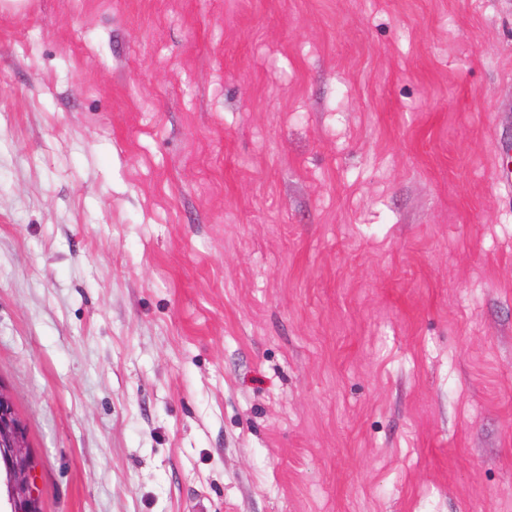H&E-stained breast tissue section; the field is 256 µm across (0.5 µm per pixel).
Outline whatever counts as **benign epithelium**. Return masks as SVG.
Here are the masks:
<instances>
[{
  "label": "benign epithelium",
  "mask_w": 512,
  "mask_h": 512,
  "mask_svg": "<svg viewBox=\"0 0 512 512\" xmlns=\"http://www.w3.org/2000/svg\"><path fill=\"white\" fill-rule=\"evenodd\" d=\"M0 447L6 449V474L0 480V497L10 512H33L35 487L27 436L12 399L0 389Z\"/></svg>",
  "instance_id": "benign-epithelium-1"
}]
</instances>
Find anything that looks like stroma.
<instances>
[{"label":"stroma","instance_id":"1","mask_svg":"<svg viewBox=\"0 0 512 512\" xmlns=\"http://www.w3.org/2000/svg\"><path fill=\"white\" fill-rule=\"evenodd\" d=\"M512 0L0 9V387L39 512H512Z\"/></svg>","mask_w":512,"mask_h":512}]
</instances>
